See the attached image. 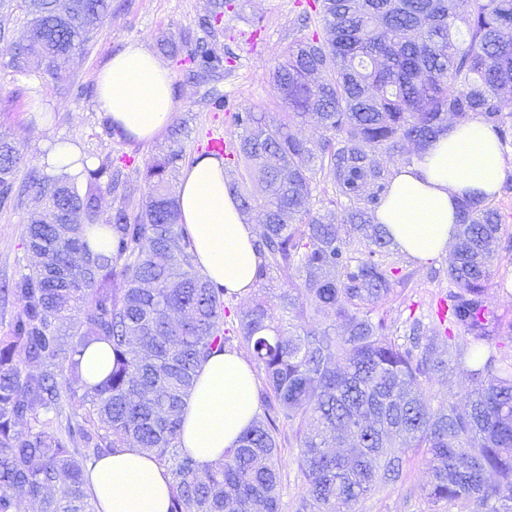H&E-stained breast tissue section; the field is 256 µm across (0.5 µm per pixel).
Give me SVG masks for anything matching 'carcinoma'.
I'll use <instances>...</instances> for the list:
<instances>
[{
    "mask_svg": "<svg viewBox=\"0 0 512 512\" xmlns=\"http://www.w3.org/2000/svg\"><path fill=\"white\" fill-rule=\"evenodd\" d=\"M33 61L10 47L11 68L54 78L86 46L112 0H16ZM322 32L298 39L271 71L276 116L235 115L242 134L229 181L245 215L258 211L257 294L224 335L225 290L197 270L168 176L179 140L146 166L145 203L101 218L117 183L89 171L81 192L38 168L18 193L45 206L25 241L36 262L9 288L18 307L0 336V512H95L88 466L137 447L171 475L170 512H281V429L295 443L303 494L295 512H355L367 495L402 482L423 456L430 512H501L512 501V354L496 343L501 319L486 297L505 234L488 198L461 206L448 265L452 288L421 333L398 335L379 314L408 284L392 239L372 213L392 174L438 135L477 116L512 145V0H315ZM189 60L219 68L195 45ZM320 135H298L301 120ZM26 163L0 135V185ZM329 206L314 208L319 184ZM105 229L112 248L90 247ZM299 273L300 281L294 280ZM282 287L275 288V280ZM326 320H319V316ZM250 352L263 414L224 461L201 469L180 453L186 400L201 365ZM110 346L107 378L87 385V347ZM453 370L480 383L459 409L426 385Z\"/></svg>",
    "mask_w": 512,
    "mask_h": 512,
    "instance_id": "cac0c4a2",
    "label": "carcinoma"
}]
</instances>
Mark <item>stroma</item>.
I'll list each match as a JSON object with an SVG mask.
<instances>
[{
	"mask_svg": "<svg viewBox=\"0 0 512 512\" xmlns=\"http://www.w3.org/2000/svg\"><path fill=\"white\" fill-rule=\"evenodd\" d=\"M211 0H112L111 15L96 28L84 53L75 55L60 77L16 73L9 65V47L24 31L22 21L4 20L7 34L0 38V132L8 135L25 153L27 163L43 167L49 144L68 142L80 151L87 168H101V182H108L112 169H119L126 195H108L101 214L109 216L118 207L135 211L144 200L143 173L146 164L164 153L170 144L169 131L141 141L117 130L101 107L97 95V74L116 52L132 40L158 49L162 39L192 40L207 44L223 65L206 80L189 77L194 64L186 55L164 56L163 62L174 81L177 108L174 121L185 122L181 136L186 168L206 155L211 137L236 139L240 133L234 121L238 112H279L269 72L294 40L312 30L303 21L299 0H228L221 21L202 28L200 19L210 13ZM223 108H215V100ZM111 170H104V163ZM34 209L30 197H11L0 205V283L15 280L31 262L24 229ZM448 255L419 261L401 256L403 268L412 279L404 294L417 302L418 317H426L436 296L449 288ZM512 252L500 253L487 296L502 315L505 326L499 341L512 352ZM429 479L421 457H413L405 483L381 488L358 503L356 512H428L420 496Z\"/></svg>",
	"mask_w": 512,
	"mask_h": 512,
	"instance_id": "35a3bbf8",
	"label": "stroma"
}]
</instances>
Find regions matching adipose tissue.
<instances>
[{
  "instance_id": "ef3b65f1",
  "label": "adipose tissue",
  "mask_w": 512,
  "mask_h": 512,
  "mask_svg": "<svg viewBox=\"0 0 512 512\" xmlns=\"http://www.w3.org/2000/svg\"><path fill=\"white\" fill-rule=\"evenodd\" d=\"M99 100L113 125L152 139L176 107L171 74L143 43L131 41L98 75ZM505 164L496 134L477 120L440 136L411 164L396 167L374 212L399 251L427 260L445 253L458 229L460 203L492 197ZM183 229L201 271L227 294L254 286L260 259L254 232L224 179V164L203 156L185 171L178 190ZM257 380L238 351L210 357L183 415L181 451L203 468L222 461L258 413ZM86 480L96 512H169L168 471L137 448H121L89 466Z\"/></svg>"
}]
</instances>
